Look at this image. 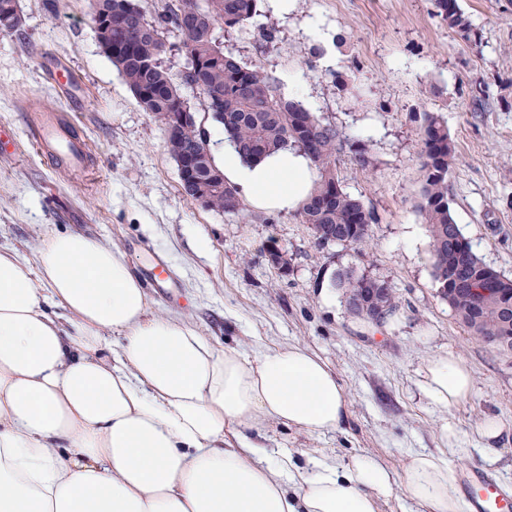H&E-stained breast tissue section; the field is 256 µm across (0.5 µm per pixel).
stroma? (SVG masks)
Segmentation results:
<instances>
[{
	"instance_id": "1",
	"label": "stroma",
	"mask_w": 512,
	"mask_h": 512,
	"mask_svg": "<svg viewBox=\"0 0 512 512\" xmlns=\"http://www.w3.org/2000/svg\"><path fill=\"white\" fill-rule=\"evenodd\" d=\"M476 32L464 42L436 16L432 0H297L279 16L266 6L225 33L224 49L278 79L301 102L366 145L370 164H338L343 186L373 210L367 253L319 247L295 212L237 214L206 209L181 188L164 128L145 112L102 52L89 0H18L22 33L0 31V127L15 146L0 149V248L31 257L52 230L118 246L144 281L152 313L186 318L220 348L249 355L300 344L339 379L349 408L340 429L309 436L282 425L268 445L299 460L360 452L401 470L439 446L443 416L415 386L433 352L460 356L474 393L449 410L472 449L448 462L485 467L512 492V353L489 346L454 318L433 282L429 237L415 210L422 185L413 112L438 111L456 144L449 175L454 218L474 252L512 277V0H459ZM317 23L336 57L326 67L307 32ZM273 32L265 41L264 32ZM66 66L76 82L53 81ZM345 84H337V76ZM61 110L91 146L85 166L49 157L29 130L39 111ZM288 252L273 268L269 243ZM165 259L170 280L150 279ZM353 269L384 280L396 309L375 322L350 312L334 279ZM508 427L494 452L477 447L484 416Z\"/></svg>"
}]
</instances>
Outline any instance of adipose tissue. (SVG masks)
I'll return each instance as SVG.
<instances>
[{"label": "adipose tissue", "mask_w": 512, "mask_h": 512, "mask_svg": "<svg viewBox=\"0 0 512 512\" xmlns=\"http://www.w3.org/2000/svg\"><path fill=\"white\" fill-rule=\"evenodd\" d=\"M251 208L289 212L314 189L310 160L288 148L243 160L214 153ZM416 387L433 410L474 392L455 354L432 353ZM336 376L295 344L249 357L218 349L185 318L151 313L124 253L79 232L50 231L33 259L0 250V512H381L400 498L466 512L444 447L402 470L357 454L301 464L265 444L279 423L339 429Z\"/></svg>", "instance_id": "adipose-tissue-1"}]
</instances>
